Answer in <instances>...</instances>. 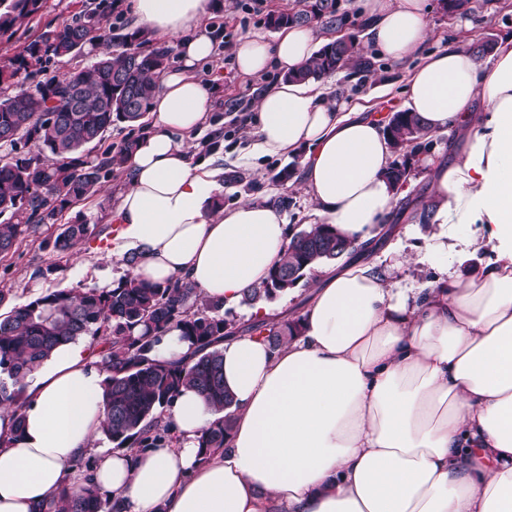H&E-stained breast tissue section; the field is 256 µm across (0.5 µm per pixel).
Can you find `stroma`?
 <instances>
[{"label":"stroma","instance_id":"stroma-1","mask_svg":"<svg viewBox=\"0 0 512 512\" xmlns=\"http://www.w3.org/2000/svg\"><path fill=\"white\" fill-rule=\"evenodd\" d=\"M252 0H226L223 9L213 12L210 23L223 33L214 60L202 63L200 70L205 77L217 78L221 91L213 105L212 119L219 122L224 131L226 149H243L250 141L248 129L240 122L243 114L252 112V101L258 88L274 84L278 72L270 71L258 78L240 75L231 54L234 43L247 34L274 40L275 31L266 26V16L276 11H285L293 5L292 0H267L263 12H254ZM427 16L432 37L424 46V53H432L447 46L469 48L473 43L486 38H501L512 35V0H471V11L467 17L452 18L439 8V0H429ZM359 50L373 58L375 69L363 75L361 80H347L344 73L323 77L337 98L359 103L365 108L382 109L386 113L402 110L405 98L401 92L404 85L406 64L395 63L372 48L366 37H359ZM300 156L293 158L272 157L253 161L243 183L228 182L224 189L225 205L242 200H264L274 184L271 177L288 164H300ZM123 176H112L102 184L97 203L90 210L97 218L94 234L84 241L75 254L68 258L58 256L52 248L43 245L40 237L31 236L19 243L15 251L0 258V290L8 295V306H17L29 297L48 288L111 287L117 280L121 268L114 261L112 252V227L102 221L103 211L111 210L118 186ZM480 231L479 225L459 227L448 249L449 273L465 276L483 266L492 258L490 248L471 252L468 240ZM397 233L411 261L401 274L403 284L412 286L436 279L437 262L425 259V248L430 235L428 225L400 221ZM57 265L56 273L40 277V269Z\"/></svg>","mask_w":512,"mask_h":512}]
</instances>
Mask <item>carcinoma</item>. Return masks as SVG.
<instances>
[{
  "label": "carcinoma",
  "mask_w": 512,
  "mask_h": 512,
  "mask_svg": "<svg viewBox=\"0 0 512 512\" xmlns=\"http://www.w3.org/2000/svg\"><path fill=\"white\" fill-rule=\"evenodd\" d=\"M300 3L293 13L268 15L267 26L279 30L316 22L328 31L355 27L339 0ZM45 5L46 0H0V40L10 41L27 29ZM115 7L116 0H92L0 62V148H7L0 154V256L44 226H55L58 233L43 243L60 255L72 254L94 234L96 223L80 211L67 220L65 213L96 196L103 181L122 171L135 146L132 137L108 144L107 132L120 123L147 127L146 114L176 48L155 46L144 30L123 33L112 26ZM94 46L103 51L84 67L46 72L49 63L88 56ZM372 68L351 33L349 42H328L287 78L316 82L343 69L362 74ZM74 87L83 95L78 111L70 102ZM386 133L401 157L392 162L386 179L403 185L410 160L429 152L433 139L421 119L407 111L393 115ZM89 145L101 152L93 157L84 153ZM347 250V238L331 224L295 233L268 279L247 289L242 304L274 299ZM233 328L221 306L187 281L162 287L127 276L112 288L48 290L0 314V406L21 407L25 378L57 346L92 336L101 341L99 365L107 372L104 436L117 448L145 450L172 443L171 426L162 422L161 413L181 389L195 388L216 415L200 438V455L207 459L224 448L233 425V397L224 388V357L218 348ZM300 328L299 319L260 320L246 330L276 348L299 335ZM173 330L194 346L193 357L186 362L152 358L155 345ZM44 512H112V506L88 488L66 487Z\"/></svg>",
  "instance_id": "obj_1"
}]
</instances>
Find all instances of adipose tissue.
<instances>
[{"label": "adipose tissue", "mask_w": 512, "mask_h": 512, "mask_svg": "<svg viewBox=\"0 0 512 512\" xmlns=\"http://www.w3.org/2000/svg\"><path fill=\"white\" fill-rule=\"evenodd\" d=\"M427 0H360L368 41L389 59L422 56L406 107L433 132L455 130L456 158H423L432 185L428 256L446 257L448 230L477 224L475 248L494 261L469 277L404 288L409 258H352L321 269L301 334L274 348L258 335L225 338L224 385L233 428L200 461L214 419L186 389L165 415L178 441L147 450L100 446L105 372L92 339L58 347L24 381L20 410L0 408V512H41L63 487L89 485L112 512H512V36L491 63L451 47L423 54ZM134 28L175 39L181 65L152 100L153 128L125 165L108 216L112 255L136 254L132 278L194 284L225 309L262 282L291 241L276 206L227 208L224 151L190 153L216 91L197 72L221 34L211 0H127ZM309 25L274 41L246 36L237 71L300 69ZM256 139L235 163L303 154L299 185L354 245L386 224L398 193L385 177L384 118L336 102L308 82H280L254 104ZM98 458L91 471L80 460Z\"/></svg>", "instance_id": "1"}]
</instances>
